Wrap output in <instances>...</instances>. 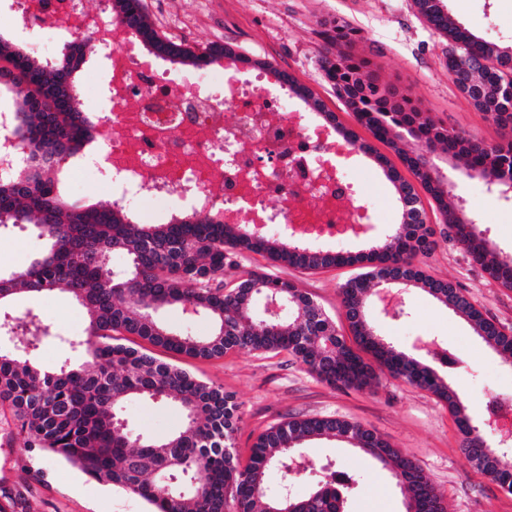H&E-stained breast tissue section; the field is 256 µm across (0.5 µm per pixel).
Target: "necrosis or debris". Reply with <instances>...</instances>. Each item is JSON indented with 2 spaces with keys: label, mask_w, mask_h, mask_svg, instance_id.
<instances>
[{
  "label": "necrosis or debris",
  "mask_w": 512,
  "mask_h": 512,
  "mask_svg": "<svg viewBox=\"0 0 512 512\" xmlns=\"http://www.w3.org/2000/svg\"><path fill=\"white\" fill-rule=\"evenodd\" d=\"M84 2L11 0L8 19L37 59L55 56L74 33L98 46L109 110L80 165L110 172L116 202L175 207L309 243L349 238L369 223L346 174L354 165L347 140L311 124L243 61L171 76L107 10Z\"/></svg>",
  "instance_id": "obj_1"
}]
</instances>
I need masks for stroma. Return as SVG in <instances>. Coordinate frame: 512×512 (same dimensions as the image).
Wrapping results in <instances>:
<instances>
[{
  "mask_svg": "<svg viewBox=\"0 0 512 512\" xmlns=\"http://www.w3.org/2000/svg\"><path fill=\"white\" fill-rule=\"evenodd\" d=\"M175 10L172 0H145L154 27L171 35L174 26H190V44H211L213 35L232 22L235 32L225 44L236 53L270 62L264 83L278 88L274 70L287 71L310 88L325 110L346 128L369 133L358 124L343 100L332 92L321 68L325 33L339 22L358 32L353 52L367 57L371 74L396 96L409 98L421 111L448 127L494 144L512 137L480 111L448 74L451 42L420 17L413 0H207L202 13L195 0H184ZM449 14L477 37L512 47V0H444ZM443 171L454 183L455 200L478 225L495 254L512 256V200L488 193L484 181L466 177L454 162ZM396 154L383 144L374 152H357V199L370 210L372 227L364 237L334 243L333 251L357 253L382 240L402 220V207L391 172H404ZM437 245L417 264L426 275L453 283L486 316L512 331V288L502 287L481 266L473 263L454 241L437 236ZM44 243L31 228L13 229L0 236V270L26 267ZM246 268H261L295 283L327 313L344 323L339 291L354 274L351 266L307 272L273 264L261 254H248ZM406 316L391 319L372 310L370 319L385 341L413 352L419 338H436L448 350L441 372L456 389L475 419L486 413L485 404L498 393L512 394V359L483 343L470 324L424 290L405 292ZM13 314L33 313L54 332L36 355L45 369L84 360L80 346L87 326L86 311L63 293L17 294ZM180 366L200 379L222 386L241 405L236 437L240 460H248L257 436L290 418L339 416L375 430L414 460L444 499L447 512H512V495L483 475L461 450L462 435L447 407L435 397L388 372H378L368 386L339 390L321 382L287 354H237L200 360L183 358ZM122 416L134 432L162 438L180 426L182 414L173 403L143 400L125 403ZM309 465L298 481L296 496L306 495L329 463L344 466L356 480L347 512H405V492L390 472L357 452L343 440L312 439L304 443ZM89 480L77 468L24 447L7 407L0 406V493L18 495L9 512H148L142 499L119 490L96 497Z\"/></svg>",
  "mask_w": 512,
  "mask_h": 512,
  "instance_id": "obj_1",
  "label": "stroma"
}]
</instances>
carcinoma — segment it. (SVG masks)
Instances as JSON below:
<instances>
[{"instance_id": "1", "label": "carcinoma", "mask_w": 512, "mask_h": 512, "mask_svg": "<svg viewBox=\"0 0 512 512\" xmlns=\"http://www.w3.org/2000/svg\"><path fill=\"white\" fill-rule=\"evenodd\" d=\"M417 12L437 32L461 45L448 53V74L463 75L476 89L474 105L502 126L512 125V50L475 38L438 0H413ZM119 21L148 51L173 63L200 67L235 56L228 45L203 48L160 35L149 21L143 0H111ZM355 31L334 24L321 68L336 95L373 138L399 155L431 196L455 241L495 281L512 288V258L489 257L488 241L477 225L458 218L459 205L448 201L452 188L438 175L433 155L443 152L464 168L501 189L512 187V140L484 144L418 111L406 98L379 85L370 62L349 50ZM90 39L62 48L50 64L0 37V91L16 92L14 133L44 166L0 179V232L34 226L46 247L26 268L0 273V304L19 292L60 290L86 308V338L80 342L87 362L47 370L35 353L49 326L28 313L0 324L21 336L13 352H0V405L12 412L23 445L38 448L78 468L99 484L143 499L150 512H347L355 479L319 480L295 497L288 483L306 477L299 448L311 438H338L387 468L406 491V512H445L441 496L421 468L374 431L336 416L291 418L269 427L252 448L246 465L235 452L239 405L224 388L198 379L158 356L211 359L229 353H287L320 380L338 388L363 387L375 369L385 370L431 393L448 407L462 434V447L475 467L512 494V465L500 450L487 452L483 428L433 366L397 350L375 333L368 320L371 291L390 279L424 288L473 328L498 353L512 358V334L484 317L451 283L430 278L414 259L431 253L436 230L426 221L402 215V222L369 254L339 253L273 234L258 236L243 224H221L195 213L171 217L166 224H137L119 204L84 206L64 198L60 171L93 142L95 126L80 108L76 74L87 63ZM277 80L300 98H314L286 72ZM325 123L355 149L372 146L341 128L332 112ZM399 199H419L414 183L393 173ZM115 252L126 257L119 272L109 268ZM247 253L266 255L285 266L317 271L358 265L360 272L341 288L344 316L355 345L339 334L331 317L305 292L263 270H244ZM184 305L206 314L207 336L179 333L156 313ZM370 355L366 362L361 353ZM174 401L182 424L163 439L134 434L120 422L123 404L134 400ZM276 468L284 483L276 493L267 473Z\"/></svg>"}]
</instances>
